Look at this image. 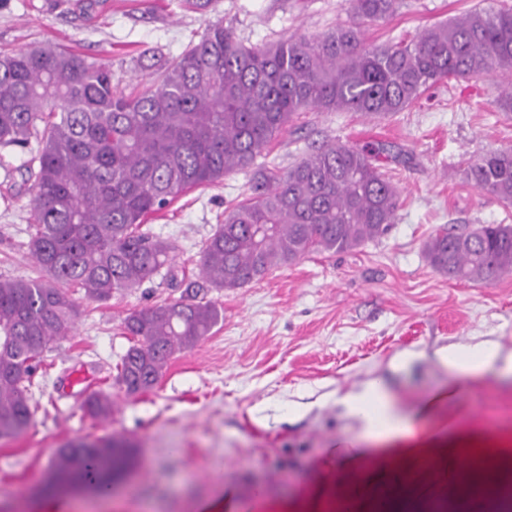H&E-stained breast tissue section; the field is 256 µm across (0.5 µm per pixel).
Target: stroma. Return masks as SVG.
<instances>
[{
  "label": "stroma",
  "instance_id": "1",
  "mask_svg": "<svg viewBox=\"0 0 512 512\" xmlns=\"http://www.w3.org/2000/svg\"><path fill=\"white\" fill-rule=\"evenodd\" d=\"M504 0H408L393 19L370 25L367 43L407 41L424 28ZM349 19L346 0H210L192 10L181 0H0V52L40 44L109 63L112 81L131 87L149 52L179 56L207 24L231 28L253 46L289 35H316ZM500 78L454 80L412 107L384 118L359 112H303L268 148L269 166L287 171L327 143L383 141L381 169L402 207L389 232L354 250L315 252L242 288L206 290L222 319L193 349L169 362L156 387L136 396L113 384L133 340L131 312L180 298L196 281L207 239L230 203L246 198L252 172L178 197L147 227L177 246V282L154 277L140 288L87 300L71 289L79 316L72 336L54 343L33 379L43 405L34 425L0 439V512H44L37 489L65 442L121 436L137 466L107 500L89 490L65 494L68 512H199L202 500L231 491V512H309L321 493L340 495L352 512H399L386 484L400 448L425 444L423 466L441 481L411 501V512H458L463 490L448 480L455 457L449 429L485 446L512 445V378L489 373L453 400L432 402L452 381L434 350L489 342L512 353V273L492 282L448 279L425 245L440 228L512 224V206L466 178L483 154L512 146V112L494 101ZM30 151L0 149V279L42 272L30 250ZM379 380L414 419L412 435L358 440L339 400ZM112 398L108 418L86 414L85 400ZM424 416H416L418 408ZM359 446L347 449L346 443Z\"/></svg>",
  "mask_w": 512,
  "mask_h": 512
}]
</instances>
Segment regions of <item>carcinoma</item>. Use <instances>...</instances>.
<instances>
[{"mask_svg":"<svg viewBox=\"0 0 512 512\" xmlns=\"http://www.w3.org/2000/svg\"><path fill=\"white\" fill-rule=\"evenodd\" d=\"M352 20L311 36L247 46L207 26L178 57L142 65L139 88L112 84L110 65L52 45L0 53V148L37 144L31 182L30 253L48 279H0V438L34 421L32 378L51 344L70 335L78 311L69 289L106 302L160 273L176 280L175 247L143 229L186 192L253 171L249 196L225 211L207 240L199 274L208 288H242L313 252H346L385 235L402 206L376 165L383 143L325 145L284 174L257 162L308 111L402 112L429 89L498 74L497 100L512 112V6L474 9L407 42L368 45L364 27L403 0H348ZM473 186L512 205V147L467 171ZM430 264L457 280L490 282L512 272V224L443 229L426 244ZM200 290L125 318L134 343L114 383L127 395L153 389L168 362L211 334L221 312ZM112 400L85 410L105 418ZM124 438L57 449L42 492L77 483L99 489L127 474Z\"/></svg>","mask_w":512,"mask_h":512,"instance_id":"cac0c4a2","label":"carcinoma"}]
</instances>
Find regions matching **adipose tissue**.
I'll return each mask as SVG.
<instances>
[{"label":"adipose tissue","instance_id":"obj_1","mask_svg":"<svg viewBox=\"0 0 512 512\" xmlns=\"http://www.w3.org/2000/svg\"><path fill=\"white\" fill-rule=\"evenodd\" d=\"M433 357L454 379L452 385L438 391L437 396L441 399L455 396L472 378L490 372L512 374V355H502L497 348L487 344L443 347L435 350ZM341 403L346 414L358 423L363 436L384 440L411 431L410 419L397 410L393 397L379 383H370L359 392L345 395Z\"/></svg>","mask_w":512,"mask_h":512}]
</instances>
